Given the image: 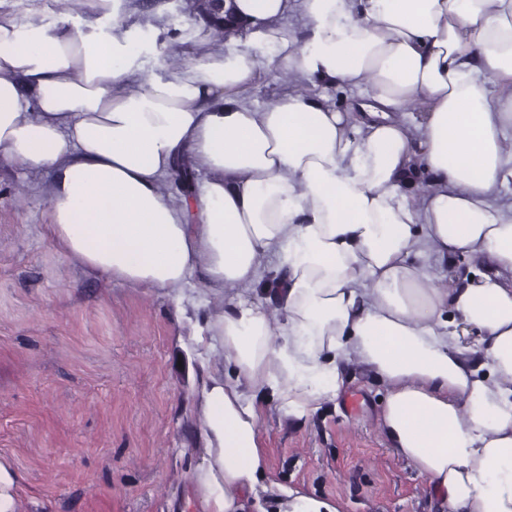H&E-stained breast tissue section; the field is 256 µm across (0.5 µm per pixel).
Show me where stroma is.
Here are the masks:
<instances>
[{"label": "stroma", "instance_id": "obj_1", "mask_svg": "<svg viewBox=\"0 0 512 512\" xmlns=\"http://www.w3.org/2000/svg\"><path fill=\"white\" fill-rule=\"evenodd\" d=\"M151 26L153 66L186 58L185 34L204 29L192 0H122ZM17 24L47 26L59 0H0ZM322 95L341 112L350 89H321L261 66L244 96L261 106L286 93ZM0 161V460L27 512H202L193 476L204 443L197 401L221 348L196 343L206 285L180 292L132 288L83 269L46 232L40 190ZM384 390L361 370L336 402L301 420L269 407L261 424L273 476L341 512H437L426 481L378 427Z\"/></svg>", "mask_w": 512, "mask_h": 512}]
</instances>
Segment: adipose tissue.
Returning a JSON list of instances; mask_svg holds the SVG:
<instances>
[{
    "label": "adipose tissue",
    "mask_w": 512,
    "mask_h": 512,
    "mask_svg": "<svg viewBox=\"0 0 512 512\" xmlns=\"http://www.w3.org/2000/svg\"><path fill=\"white\" fill-rule=\"evenodd\" d=\"M235 3L232 50L197 41L157 70L115 0H93L101 22L0 14V158L51 171L66 257L224 296L197 337L233 374L202 387L204 512H339L270 478L259 425L264 397L303 419L355 365L443 512H512V0H303V38L278 23L290 0ZM267 49L294 79L369 97L352 116L299 93L255 107ZM183 161L198 182L182 204L163 188Z\"/></svg>",
    "instance_id": "adipose-tissue-1"
}]
</instances>
